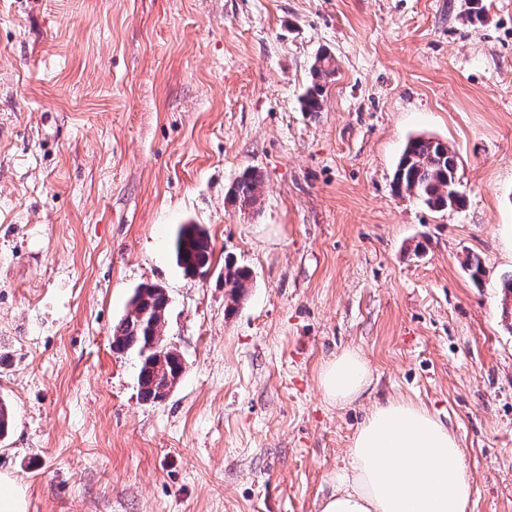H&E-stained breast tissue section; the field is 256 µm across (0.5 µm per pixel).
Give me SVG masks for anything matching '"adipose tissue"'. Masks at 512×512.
Wrapping results in <instances>:
<instances>
[{"mask_svg": "<svg viewBox=\"0 0 512 512\" xmlns=\"http://www.w3.org/2000/svg\"><path fill=\"white\" fill-rule=\"evenodd\" d=\"M372 384L363 355L348 349L320 369L324 399L358 401ZM456 435L424 406L406 400L374 404L331 480L320 512H469L471 480Z\"/></svg>", "mask_w": 512, "mask_h": 512, "instance_id": "1", "label": "adipose tissue"}]
</instances>
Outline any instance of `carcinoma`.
Here are the masks:
<instances>
[{
    "label": "carcinoma",
    "mask_w": 512,
    "mask_h": 512,
    "mask_svg": "<svg viewBox=\"0 0 512 512\" xmlns=\"http://www.w3.org/2000/svg\"><path fill=\"white\" fill-rule=\"evenodd\" d=\"M335 73L333 57L319 54L312 66V85L302 99L303 110L319 112L326 79ZM458 157L447 144L425 137L411 139L406 145L393 176V188L406 193L434 210L461 207L465 196L460 191L457 177ZM257 176L247 171L229 189V197L240 205L250 206L256 201ZM178 266L187 274H205L212 263L213 248L206 231L196 224L183 225L174 242ZM250 271L235 263L224 264V286L230 288V299L237 302L247 287ZM168 299L162 293L148 297L145 306L133 310L114 326L112 347L119 351L134 350L140 357L138 384L142 398L155 400L158 389L175 370L182 366L181 355L166 345L162 329ZM166 347L164 362L156 361L153 345Z\"/></svg>",
    "instance_id": "carcinoma-1"
}]
</instances>
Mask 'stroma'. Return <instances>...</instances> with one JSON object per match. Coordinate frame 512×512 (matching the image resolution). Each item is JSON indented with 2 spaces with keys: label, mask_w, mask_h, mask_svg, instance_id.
<instances>
[{
  "label": "stroma",
  "mask_w": 512,
  "mask_h": 512,
  "mask_svg": "<svg viewBox=\"0 0 512 512\" xmlns=\"http://www.w3.org/2000/svg\"><path fill=\"white\" fill-rule=\"evenodd\" d=\"M483 4L0 0V475L27 512H320L388 399L455 432L470 512H512V0ZM419 136L457 153L463 207L394 191ZM145 285L185 367L160 402L112 347ZM347 348L374 382L337 408L318 374ZM335 73L333 57L328 53H320L312 66V85L302 99L303 110L318 112L322 108V97L326 79ZM323 82H325L323 84ZM258 185L257 176L246 171L229 189V197L233 202H238L241 206L253 205L256 201V190ZM178 266L186 274H205L212 263L213 248L206 231L196 224L183 225L174 242ZM250 271L236 263L224 264V285L230 288V299L236 303L243 288H247L250 279Z\"/></svg>",
  "instance_id": "1"
}]
</instances>
